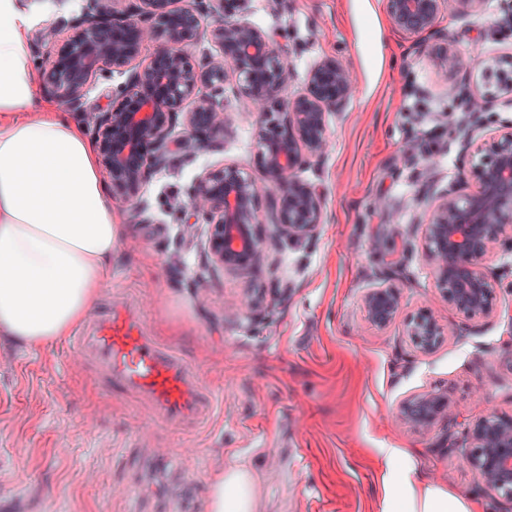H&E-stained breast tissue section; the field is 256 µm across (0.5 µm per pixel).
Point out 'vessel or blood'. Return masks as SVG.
<instances>
[{"label":"vessel or blood","instance_id":"b4317fda","mask_svg":"<svg viewBox=\"0 0 512 512\" xmlns=\"http://www.w3.org/2000/svg\"><path fill=\"white\" fill-rule=\"evenodd\" d=\"M75 347L83 362L106 382L148 400L170 425L201 423L212 410V400L195 371L175 352L146 336L122 302L88 317Z\"/></svg>","mask_w":512,"mask_h":512}]
</instances>
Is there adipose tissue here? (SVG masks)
Masks as SVG:
<instances>
[{"mask_svg":"<svg viewBox=\"0 0 512 512\" xmlns=\"http://www.w3.org/2000/svg\"><path fill=\"white\" fill-rule=\"evenodd\" d=\"M18 0H0V335L31 347L67 336L110 274L123 214L85 126L36 95ZM384 512H483L427 481L402 449L384 448ZM251 468L208 479L207 512H257Z\"/></svg>","mask_w":512,"mask_h":512,"instance_id":"ef3b65f1","label":"adipose tissue"}]
</instances>
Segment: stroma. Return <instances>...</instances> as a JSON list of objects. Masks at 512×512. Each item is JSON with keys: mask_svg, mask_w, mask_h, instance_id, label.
Returning a JSON list of instances; mask_svg holds the SVG:
<instances>
[{"mask_svg": "<svg viewBox=\"0 0 512 512\" xmlns=\"http://www.w3.org/2000/svg\"><path fill=\"white\" fill-rule=\"evenodd\" d=\"M248 18L289 44L287 96L309 67L344 60L356 92L329 122L331 147L302 178L322 194L317 235L294 247L270 238L275 195L263 190L255 231L261 262L222 270L207 260L209 234L181 233L180 204L207 165L238 164L256 181L255 119L228 82L220 148L155 172L144 216L126 211L112 271L96 300L116 298L145 331L194 368L213 414L194 428L163 422L145 399L114 391L86 368L70 338L27 348L0 335V512H145L157 494L191 498L206 512L207 478L241 459L256 477L257 512H382L381 449L417 459L425 479L500 512L463 459V423L489 411L512 415V250L484 265L497 311L470 320L435 299L415 222L433 190L459 180L465 104L449 89L475 88L476 63L512 58L501 0L459 16L453 0L432 36L395 32L386 0H249ZM460 62L440 67L437 47ZM415 146V159L404 157ZM394 209H377L379 199ZM385 242L382 255L372 240ZM392 280L399 319L370 327L366 288ZM433 308L447 335L418 352L404 320ZM450 389L459 426L419 435L392 412L406 395ZM194 482L184 485L180 478Z\"/></svg>", "mask_w": 512, "mask_h": 512, "instance_id": "obj_1", "label": "stroma"}]
</instances>
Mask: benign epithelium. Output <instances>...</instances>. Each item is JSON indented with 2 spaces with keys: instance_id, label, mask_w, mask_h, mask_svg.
Instances as JSON below:
<instances>
[{
  "instance_id": "7a95c632",
  "label": "benign epithelium",
  "mask_w": 512,
  "mask_h": 512,
  "mask_svg": "<svg viewBox=\"0 0 512 512\" xmlns=\"http://www.w3.org/2000/svg\"><path fill=\"white\" fill-rule=\"evenodd\" d=\"M445 2L387 0L388 19L407 35L430 34ZM247 6L248 0H86L80 12L37 32L33 49L45 95L80 114L112 193L138 214L146 211L144 185L170 163L173 150L193 159L224 136V90L234 76L257 115L266 188L276 195L273 237L298 244L313 238L323 219L322 198L299 171L327 153L329 117L351 99L354 83L343 60L325 57L310 67L304 93L280 97L291 78L290 48L252 24ZM202 41L218 52L197 62L193 52ZM104 70L126 80L101 107L89 101L88 90ZM480 70L485 86L512 90V71L498 61L483 60ZM490 98L479 89L466 94L464 188L436 192L421 222L436 293L467 318L494 315L496 289L483 264L500 246L512 248V124L488 127L482 113ZM274 105L285 111L284 120L274 118ZM260 190L232 163L203 170L189 187L183 224L190 230L212 225L204 249L213 266L241 269L261 260L254 232ZM361 306L371 326L385 329L397 319L402 296L397 286L379 284L363 292ZM404 335L428 354L446 332L427 308L408 318ZM395 419L420 434L458 422L450 393L435 387L403 398ZM466 437L465 462L512 510V417L488 412L466 426Z\"/></svg>"
}]
</instances>
